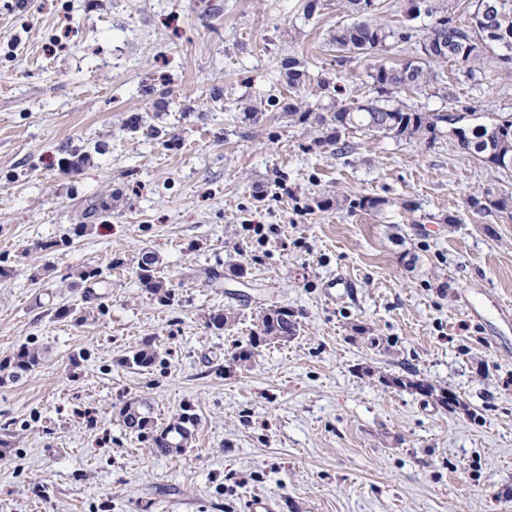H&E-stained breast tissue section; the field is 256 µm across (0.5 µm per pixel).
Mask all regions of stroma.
Masks as SVG:
<instances>
[{"label":"stroma","instance_id":"obj_1","mask_svg":"<svg viewBox=\"0 0 512 512\" xmlns=\"http://www.w3.org/2000/svg\"><path fill=\"white\" fill-rule=\"evenodd\" d=\"M306 3L0 0V359L44 350L0 385V512H244L254 493L277 512H512V215L466 207L512 192V172L446 135L357 132L337 156L267 107L290 94L288 56L346 97L372 94L367 60L338 61L327 42L349 15ZM437 70L393 103L512 116V75ZM338 193L389 204L317 207ZM75 224L88 232L68 237ZM145 250L171 305L138 280ZM90 268L103 302L74 282ZM334 276L351 287L331 299ZM275 306L297 336L254 341ZM64 307L88 316L56 318ZM147 342L164 362L126 366ZM243 349L251 360L235 361ZM133 399L160 424L192 408L188 448L162 456L127 430Z\"/></svg>","mask_w":512,"mask_h":512}]
</instances>
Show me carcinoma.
I'll list each match as a JSON object with an SVG mask.
<instances>
[{"instance_id":"carcinoma-1","label":"carcinoma","mask_w":512,"mask_h":512,"mask_svg":"<svg viewBox=\"0 0 512 512\" xmlns=\"http://www.w3.org/2000/svg\"><path fill=\"white\" fill-rule=\"evenodd\" d=\"M371 1V11L362 4ZM341 7L355 16V20L336 28L329 35V44L345 55L371 57L386 45L390 38L400 42L417 40L421 54L395 64L376 60L369 73L376 96L363 100L340 99L327 112H315L304 108L307 95L340 93L341 88L331 86L330 81L311 78L301 61L288 59V87L296 96V102L288 103V118L297 125L310 126L319 132L314 143L327 148L330 153L345 155L353 150L348 135L363 132L382 134L395 139L434 140L448 130L459 149L482 165L501 172H512L505 165L512 159V117H504L490 124L461 126V116L444 112H426L404 105L389 103V96L403 89H418L437 78L431 69L435 61L452 60L469 76L481 71L485 62L492 60L498 67L512 73V0H474L467 5L468 20L455 15L445 0H405L401 6V20L397 28H390L376 19L382 9L379 0H339ZM389 204L382 197L346 195L336 196V207L380 211ZM466 206L472 215L482 218L494 212H512V193L492 192L479 199L470 197ZM159 260L151 251H144L137 260L135 273L140 284L147 288L162 305H169L175 294L159 275ZM86 288L85 298L99 299L94 291L103 283L102 272L86 270L77 275ZM258 339L286 342L296 336L299 322L293 311L286 307L270 308L259 315L255 325ZM41 349L23 345L12 356L0 361V383L14 382L33 371L39 364ZM162 360V353L147 343L141 349L124 358V364L136 368H150ZM409 385L425 396L450 406L457 396L426 381L416 380ZM120 415L125 425L137 424V434L153 441L156 452L168 456L185 450L197 423L192 410L176 414L166 425L155 423L151 405L143 400L127 402Z\"/></svg>"}]
</instances>
